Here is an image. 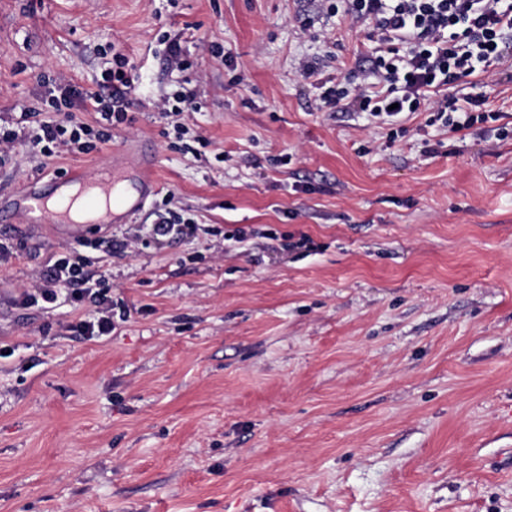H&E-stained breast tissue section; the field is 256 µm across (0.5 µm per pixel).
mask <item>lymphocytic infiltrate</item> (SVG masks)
Returning a JSON list of instances; mask_svg holds the SVG:
<instances>
[{
  "instance_id": "obj_1",
  "label": "lymphocytic infiltrate",
  "mask_w": 512,
  "mask_h": 512,
  "mask_svg": "<svg viewBox=\"0 0 512 512\" xmlns=\"http://www.w3.org/2000/svg\"><path fill=\"white\" fill-rule=\"evenodd\" d=\"M334 13L367 29L377 54L361 67V84L329 88L325 107L345 104L382 121L398 113L418 111L430 96L443 92L434 110L443 128L458 133L484 120L482 99L464 100L450 88L465 78L488 72L512 56V0H336ZM104 75L106 88L87 92L63 81L57 86L64 106L56 116L37 117L25 110L11 125L0 127V167L12 159L20 140L51 144L62 152L89 153L90 130L77 115L92 109L100 127L98 140L110 139L112 125L125 122L134 106L136 79L124 55L113 57ZM97 140V141H98ZM107 274L80 255H55L38 271L21 294L28 307L56 308L63 301L90 302L95 313L73 324V331L90 338L115 329L108 308Z\"/></svg>"
}]
</instances>
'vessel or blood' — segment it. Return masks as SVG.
I'll return each mask as SVG.
<instances>
[{"mask_svg":"<svg viewBox=\"0 0 512 512\" xmlns=\"http://www.w3.org/2000/svg\"><path fill=\"white\" fill-rule=\"evenodd\" d=\"M152 186L146 169L138 173L136 187L123 195L115 193L111 171H99L91 181L75 171L18 192L0 190V206L26 213L30 223L55 225L65 238L79 239L91 224H120L138 214Z\"/></svg>","mask_w":512,"mask_h":512,"instance_id":"vessel-or-blood-1","label":"vessel or blood"}]
</instances>
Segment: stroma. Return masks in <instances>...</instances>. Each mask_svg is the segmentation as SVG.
<instances>
[{
    "mask_svg": "<svg viewBox=\"0 0 512 512\" xmlns=\"http://www.w3.org/2000/svg\"><path fill=\"white\" fill-rule=\"evenodd\" d=\"M325 0H0V118L56 81L139 77L132 122L87 154L18 144L0 185L136 166L195 237L109 256L111 336L18 299L73 249L0 226V512H512V140L427 109L388 125L316 110L305 60L348 82L365 33ZM178 44L191 66L170 71ZM207 144L156 108L184 83ZM512 124V68L468 78ZM436 145L427 155L424 143ZM237 227L264 230L225 241Z\"/></svg>",
    "mask_w": 512,
    "mask_h": 512,
    "instance_id": "35a3bbf8",
    "label": "stroma"
}]
</instances>
